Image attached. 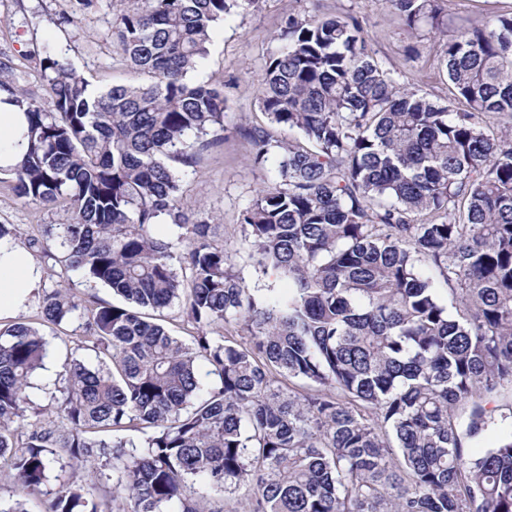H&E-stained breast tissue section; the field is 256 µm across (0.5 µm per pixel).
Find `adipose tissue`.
Masks as SVG:
<instances>
[{"label":"adipose tissue","instance_id":"ef3b65f1","mask_svg":"<svg viewBox=\"0 0 512 512\" xmlns=\"http://www.w3.org/2000/svg\"><path fill=\"white\" fill-rule=\"evenodd\" d=\"M26 118L0 92V172L13 171L27 148ZM44 286L41 266L20 242L0 240V321L16 318Z\"/></svg>","mask_w":512,"mask_h":512}]
</instances>
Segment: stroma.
Instances as JSON below:
<instances>
[{
  "label": "stroma",
  "mask_w": 512,
  "mask_h": 512,
  "mask_svg": "<svg viewBox=\"0 0 512 512\" xmlns=\"http://www.w3.org/2000/svg\"><path fill=\"white\" fill-rule=\"evenodd\" d=\"M111 0H94L85 8L77 0H0V61L10 60L20 87L42 92L34 53L53 44L79 71L100 87L137 81L112 44ZM444 29L453 33L481 21L485 7L512 9V0H442ZM355 14L366 36L387 68L404 71L416 90L444 102L456 96L445 71L438 67V37L427 29L412 33L390 13L383 0H260L258 6L238 9L219 23L205 59L190 72L196 82L224 85V141L205 152L189 170L183 184L184 206L193 220L215 224L219 242L228 251L240 247L238 216L260 190L274 180L273 167L257 168L249 161V146L236 134L239 126L265 123L256 95L266 56L274 49L272 36L288 14ZM15 176L0 174V224L15 225L23 236H38L44 224L68 223L64 204L41 206L18 197ZM52 372L35 373L27 390L29 406L46 407L64 386L65 363L76 358L96 365L92 351L77 348L63 332L45 333Z\"/></svg>",
  "instance_id": "35a3bbf8"
}]
</instances>
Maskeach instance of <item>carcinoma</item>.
Segmentation results:
<instances>
[{
	"label": "carcinoma",
	"mask_w": 512,
	"mask_h": 512,
	"mask_svg": "<svg viewBox=\"0 0 512 512\" xmlns=\"http://www.w3.org/2000/svg\"><path fill=\"white\" fill-rule=\"evenodd\" d=\"M118 2L113 45L146 80L99 89L46 45L42 99L0 61L28 123L14 190L71 209L25 246L126 301L43 288L40 325L78 323L98 365L68 362L32 418L46 343L0 322V464L21 492L38 512H198V481L246 490V512H512V424L488 407L512 389V10L443 44L462 111L386 69L357 17L285 20L257 94L268 125L236 129L276 171L240 214L252 267L288 283L259 294L182 207L183 173L225 130L224 84L187 74L258 0ZM385 5L443 24L438 0ZM175 302L188 343L147 320Z\"/></svg>",
	"instance_id": "1"
}]
</instances>
